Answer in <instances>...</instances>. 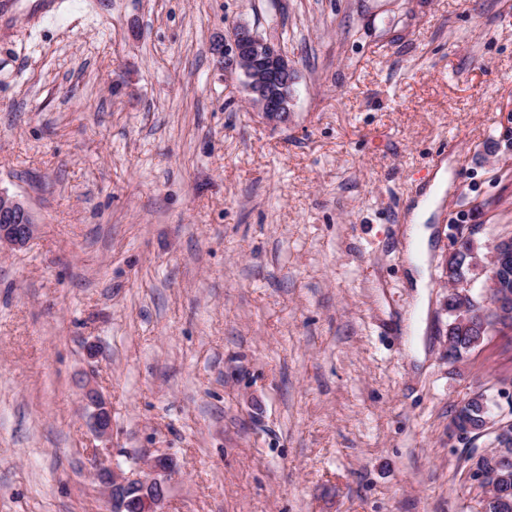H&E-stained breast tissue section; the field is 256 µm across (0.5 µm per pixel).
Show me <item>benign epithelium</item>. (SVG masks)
Returning a JSON list of instances; mask_svg holds the SVG:
<instances>
[{"mask_svg": "<svg viewBox=\"0 0 512 512\" xmlns=\"http://www.w3.org/2000/svg\"><path fill=\"white\" fill-rule=\"evenodd\" d=\"M224 75L244 77L243 86L250 103L264 116L286 117L292 111L297 84V69L288 53L277 43L264 38L247 24L237 23L230 29L229 43L222 52ZM36 225L30 210L18 199L0 192V247H20L34 236ZM488 261L476 267L475 276L456 284L453 292L462 301L477 295L482 304L494 308L502 316L508 315L512 305L500 287L497 271L501 264L512 259V237H500L489 245ZM485 277L484 287L474 293L475 279ZM91 408L90 426L101 438L112 437V412L100 391L91 387L86 392ZM495 401L486 406L487 415L480 430L461 428L450 423L455 439L468 446L475 433L501 434L512 424L494 410ZM173 460L157 457L142 470L123 473L115 468L99 465L94 480L106 495L109 512H166L167 475L173 470Z\"/></svg>", "mask_w": 512, "mask_h": 512, "instance_id": "7a95c632", "label": "benign epithelium"}]
</instances>
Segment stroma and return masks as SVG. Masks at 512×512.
I'll use <instances>...</instances> for the list:
<instances>
[{
	"label": "stroma",
	"mask_w": 512,
	"mask_h": 512,
	"mask_svg": "<svg viewBox=\"0 0 512 512\" xmlns=\"http://www.w3.org/2000/svg\"><path fill=\"white\" fill-rule=\"evenodd\" d=\"M235 23L293 58L287 119L225 79ZM0 191L36 224L0 512H106L93 460L160 455L168 512H483L448 423L512 390V328L449 363L440 278L452 225L512 236V0H0ZM88 406L92 409L89 420L93 431L101 438L112 437V412L100 391L91 387L86 392ZM486 403L488 404V402L483 401L482 394L469 397L455 408L454 414H456L459 419H466L472 422L475 427H479V420H481L483 416L482 410Z\"/></svg>",
	"instance_id": "1"
}]
</instances>
